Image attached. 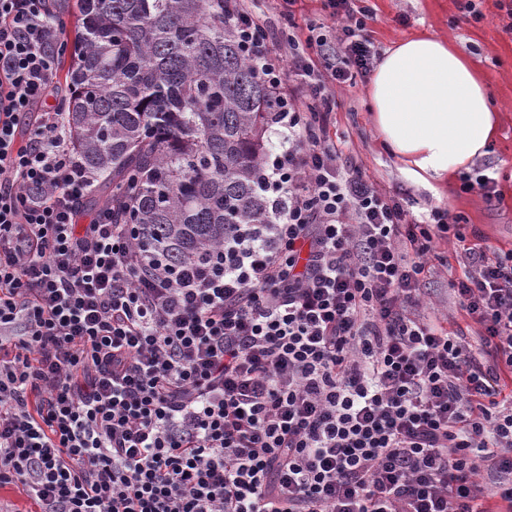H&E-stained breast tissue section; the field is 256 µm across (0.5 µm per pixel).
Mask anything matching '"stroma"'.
I'll return each mask as SVG.
<instances>
[{"instance_id":"35a3bbf8","label":"stroma","mask_w":512,"mask_h":512,"mask_svg":"<svg viewBox=\"0 0 512 512\" xmlns=\"http://www.w3.org/2000/svg\"><path fill=\"white\" fill-rule=\"evenodd\" d=\"M465 0H366L376 16L368 29L379 51L401 40L426 35L457 46L484 74L499 111L498 134L488 154L476 158L468 176L494 178L497 196L485 199L453 178L441 192L415 183L386 151L371 120L368 79L356 78L338 95L336 126L346 152L361 160L367 175L408 195L414 214L447 209L465 217L469 241L489 249H512V32L499 0H475L478 16L464 11Z\"/></svg>"}]
</instances>
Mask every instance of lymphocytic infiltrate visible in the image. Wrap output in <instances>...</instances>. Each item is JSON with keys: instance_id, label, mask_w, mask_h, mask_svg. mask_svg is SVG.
Instances as JSON below:
<instances>
[{"instance_id": "lymphocytic-infiltrate-1", "label": "lymphocytic infiltrate", "mask_w": 512, "mask_h": 512, "mask_svg": "<svg viewBox=\"0 0 512 512\" xmlns=\"http://www.w3.org/2000/svg\"><path fill=\"white\" fill-rule=\"evenodd\" d=\"M224 0L271 89L283 150L261 224L172 267L107 212L60 110L48 0H0V488L35 512H512V249L366 174L329 134L368 74L373 14L320 0L341 38ZM480 327L422 298L440 241Z\"/></svg>"}]
</instances>
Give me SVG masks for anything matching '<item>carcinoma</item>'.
Listing matches in <instances>:
<instances>
[{
	"label": "carcinoma",
	"instance_id": "1",
	"mask_svg": "<svg viewBox=\"0 0 512 512\" xmlns=\"http://www.w3.org/2000/svg\"><path fill=\"white\" fill-rule=\"evenodd\" d=\"M64 102L94 188L181 265L257 224L272 93L224 31V0H74Z\"/></svg>",
	"mask_w": 512,
	"mask_h": 512
}]
</instances>
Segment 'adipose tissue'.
I'll return each mask as SVG.
<instances>
[{"instance_id":"1","label":"adipose tissue","mask_w":512,"mask_h":512,"mask_svg":"<svg viewBox=\"0 0 512 512\" xmlns=\"http://www.w3.org/2000/svg\"><path fill=\"white\" fill-rule=\"evenodd\" d=\"M368 95L384 143L427 188L467 168L497 135L486 78L441 40L416 36L395 44L375 68Z\"/></svg>"}]
</instances>
